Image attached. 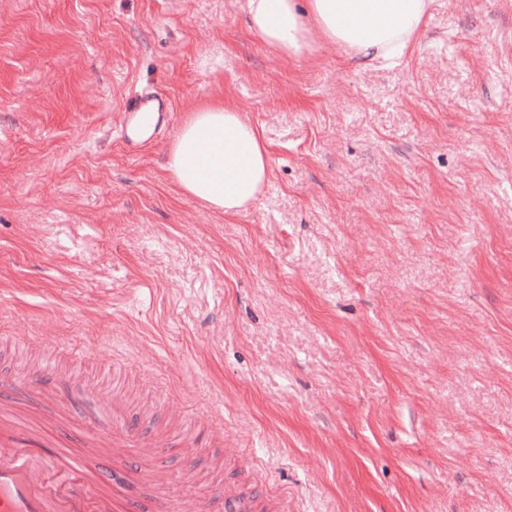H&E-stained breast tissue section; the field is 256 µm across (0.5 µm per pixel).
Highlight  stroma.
<instances>
[{"label":"stroma","instance_id":"obj_1","mask_svg":"<svg viewBox=\"0 0 512 512\" xmlns=\"http://www.w3.org/2000/svg\"><path fill=\"white\" fill-rule=\"evenodd\" d=\"M245 0H0V376L51 437L111 361L178 496L264 512H512V0H436L416 47L287 57ZM136 90L169 129L119 139ZM234 100L270 186L226 216L165 166Z\"/></svg>","mask_w":512,"mask_h":512}]
</instances>
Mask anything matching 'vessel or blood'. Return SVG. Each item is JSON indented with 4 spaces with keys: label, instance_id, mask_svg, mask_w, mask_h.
<instances>
[{
    "label": "vessel or blood",
    "instance_id": "vessel-or-blood-1",
    "mask_svg": "<svg viewBox=\"0 0 512 512\" xmlns=\"http://www.w3.org/2000/svg\"><path fill=\"white\" fill-rule=\"evenodd\" d=\"M124 111L121 141L131 155L148 142L149 132L168 123L171 114L166 98L146 91L129 96ZM125 396V373L117 365L100 401L112 413L111 430L86 421L73 437L50 442L39 431L26 429L11 406L0 402V512H253L254 503L227 489L206 501L176 502L169 482L149 479L137 466L106 485L85 445L117 459L132 448H149L155 456L162 451L161 445L141 438L124 417Z\"/></svg>",
    "mask_w": 512,
    "mask_h": 512
}]
</instances>
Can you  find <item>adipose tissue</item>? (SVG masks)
Returning <instances> with one entry per match:
<instances>
[{
  "label": "adipose tissue",
  "mask_w": 512,
  "mask_h": 512,
  "mask_svg": "<svg viewBox=\"0 0 512 512\" xmlns=\"http://www.w3.org/2000/svg\"><path fill=\"white\" fill-rule=\"evenodd\" d=\"M435 0H245L250 33L288 57L316 42L338 45L364 64L401 58L419 43ZM271 167L267 142L232 100L188 112L168 147L166 171L181 192L235 216L264 195Z\"/></svg>",
  "instance_id": "obj_1"
}]
</instances>
